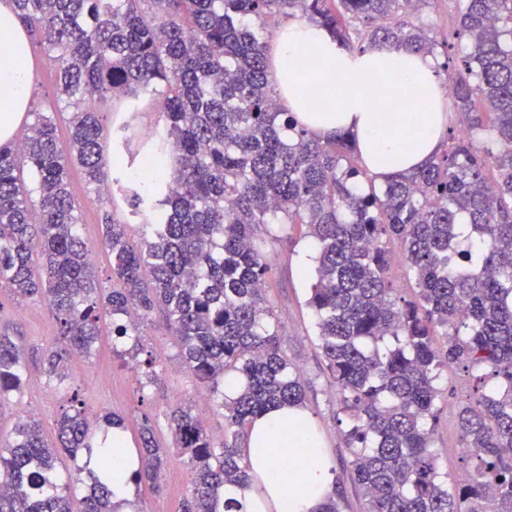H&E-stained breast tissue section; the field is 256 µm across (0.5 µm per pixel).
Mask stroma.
Returning <instances> with one entry per match:
<instances>
[{
  "label": "stroma",
  "instance_id": "35a3bbf8",
  "mask_svg": "<svg viewBox=\"0 0 512 512\" xmlns=\"http://www.w3.org/2000/svg\"><path fill=\"white\" fill-rule=\"evenodd\" d=\"M162 124L160 97L147 98L133 120L134 139L126 146L121 141H113L104 153L106 163L113 167V177L123 179L128 174L127 169L116 166L117 152L125 148L134 152L149 144ZM70 182L81 205V231L96 246L94 270L103 287H111L108 256L97 247L105 209H114L118 219L129 221L132 242H139L143 226L138 219L128 217L122 198L111 202L99 200L80 167L71 168ZM266 250L274 269L275 286L269 292L273 311L281 325L288 357L305 381L304 408L331 465L340 512H362L364 498L350 479L352 456L345 442L347 426L337 420L335 391L318 347L315 316L306 304L313 272L304 269L303 264L313 259L315 246L310 239L298 237L289 244L268 241ZM100 326L103 335L97 349L90 356H77L69 363L67 385L78 390L89 413L113 411L124 416L129 438L137 436L141 413L154 417L156 440L169 449V461L159 488L141 485L135 487L134 496L140 512H180L190 490V468L187 459L172 448V432L164 413L177 399L197 408L200 393L196 383L177 359L161 313H153L140 326V342L145 354L158 361L156 377L151 382L142 370L135 368L132 359L113 353L110 318H102ZM0 327L10 332L27 356L26 380L21 392L0 402V431L9 432L18 414L26 411L38 418L44 436L54 439L61 397L43 373L39 355L57 336L55 316L48 305L16 301L0 288ZM438 387L441 398L432 449L441 471L454 476L462 468L464 455L457 427L458 412L470 397L481 391L482 385L476 372L451 365L443 369Z\"/></svg>",
  "mask_w": 512,
  "mask_h": 512
}]
</instances>
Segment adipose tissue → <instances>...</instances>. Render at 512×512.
Segmentation results:
<instances>
[{
  "label": "adipose tissue",
  "mask_w": 512,
  "mask_h": 512,
  "mask_svg": "<svg viewBox=\"0 0 512 512\" xmlns=\"http://www.w3.org/2000/svg\"><path fill=\"white\" fill-rule=\"evenodd\" d=\"M0 142L25 112L32 75L24 57L26 32L0 9ZM278 100L300 124L323 139L350 132L375 183L424 168L448 132V97L430 57L390 45L365 52L341 47L322 27L289 21L269 42ZM314 424L305 410L271 409L251 424L245 457L251 481L224 490L238 512H321L333 490L330 465L315 458L303 476H283L280 456L314 448Z\"/></svg>",
  "instance_id": "adipose-tissue-1"
}]
</instances>
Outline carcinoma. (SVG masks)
Here are the masks:
<instances>
[{"label": "carcinoma", "mask_w": 512, "mask_h": 512, "mask_svg": "<svg viewBox=\"0 0 512 512\" xmlns=\"http://www.w3.org/2000/svg\"><path fill=\"white\" fill-rule=\"evenodd\" d=\"M0 1L43 46L73 108L67 146L55 113L31 110L21 138L0 145V288L54 312L58 337L40 361L61 385L70 359L95 348L102 316L112 340L140 352L130 314L162 312L178 359L225 421L217 439L190 409L170 407L174 447L191 465L181 512H234L224 487L250 480L239 439L271 408L304 404L269 297L270 225L303 228L316 248L308 306L364 512H512V0H461L456 37L469 52L452 100L467 135L450 134L428 166L379 190L363 188L366 173L347 160L359 158L349 134L317 139L279 105L262 32L299 17L350 51L388 43L435 59L448 39L406 20L429 0ZM347 16L367 25L356 43ZM146 95L164 97V122L116 191L150 233L134 245L104 212L107 290L69 171L79 166L97 193L112 185L104 150L128 140L130 123L112 133L92 103L135 112ZM394 241L411 300L392 288ZM450 364L496 379L459 412L475 462L452 480L431 449L436 381ZM24 369L23 350L0 331V400ZM228 380L239 381L231 395ZM62 399L55 445L26 412L0 437V512H73L64 456L88 480L83 512H119L112 427L123 417L90 415L67 388ZM137 450L131 481L158 484L167 454L147 414Z\"/></svg>", "instance_id": "cac0c4a2"}]
</instances>
